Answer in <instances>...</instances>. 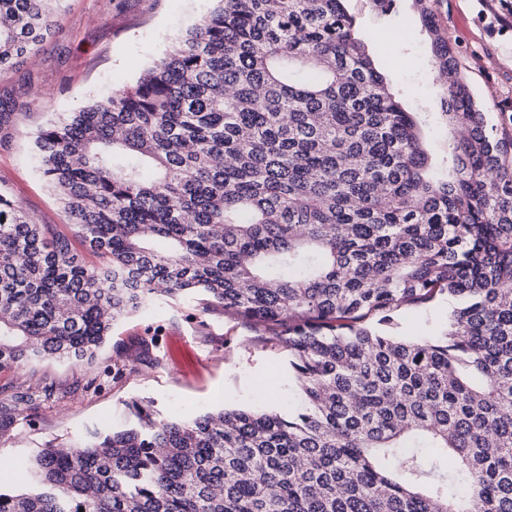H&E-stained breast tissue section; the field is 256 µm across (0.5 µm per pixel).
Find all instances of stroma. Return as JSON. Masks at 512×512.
<instances>
[{"instance_id":"stroma-1","label":"stroma","mask_w":512,"mask_h":512,"mask_svg":"<svg viewBox=\"0 0 512 512\" xmlns=\"http://www.w3.org/2000/svg\"><path fill=\"white\" fill-rule=\"evenodd\" d=\"M345 6L363 32L403 30L401 40L375 45L373 55L392 92L408 110L421 113L423 137L438 165L447 167L448 125L438 117L445 88L434 77L430 40L411 0H394L387 11L372 0H346ZM211 7V0H66L40 50L0 73V112L11 115L9 126L0 130V187L34 221L70 236L86 263L95 258L74 237L62 206L39 175L32 135L49 118L134 84ZM438 12L475 101L498 135L512 136L507 121L512 114V0H441ZM449 308L441 298L402 309L393 333L402 339L439 337ZM198 309L197 302L184 298L162 300L114 324L110 347L92 360H46L0 372V398L39 381L53 386L51 397L38 399L33 415L0 439V458L9 463L0 488L29 490L23 458L94 428L122 427L125 405L134 399L153 401L161 418L191 419L260 403L296 409L287 351L264 342L222 307H210L203 316ZM144 338L155 341L149 361L134 363L119 380L104 376L113 345L133 351Z\"/></svg>"}]
</instances>
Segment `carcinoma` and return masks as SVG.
Returning <instances> with one entry per match:
<instances>
[{"instance_id": "carcinoma-1", "label": "carcinoma", "mask_w": 512, "mask_h": 512, "mask_svg": "<svg viewBox=\"0 0 512 512\" xmlns=\"http://www.w3.org/2000/svg\"><path fill=\"white\" fill-rule=\"evenodd\" d=\"M64 0H0V72ZM136 82L34 133L37 168L97 263L0 188V371L78 362L117 320L203 292L288 351L301 404L156 419L128 403L26 459L0 512H512V139L413 0L452 177L343 0H213ZM450 299L435 340L391 332ZM41 387L0 401V438Z\"/></svg>"}]
</instances>
